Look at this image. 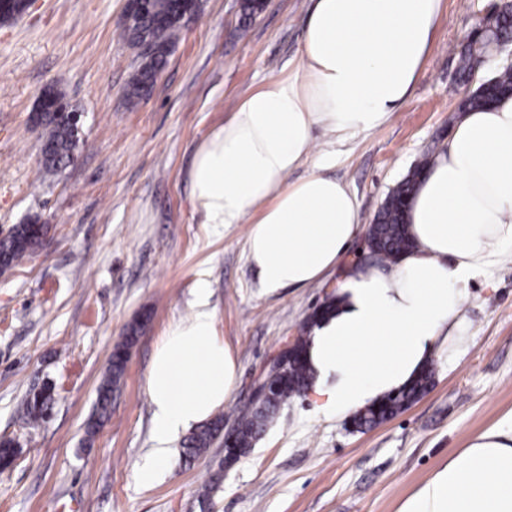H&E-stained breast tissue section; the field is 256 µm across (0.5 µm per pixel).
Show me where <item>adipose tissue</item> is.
Segmentation results:
<instances>
[{"mask_svg":"<svg viewBox=\"0 0 512 512\" xmlns=\"http://www.w3.org/2000/svg\"><path fill=\"white\" fill-rule=\"evenodd\" d=\"M301 56L286 76L242 96L197 147L191 198L209 223L251 218L247 259L265 293L304 288L338 267L361 216L325 170L335 145L372 131L408 100L442 0H312ZM330 151L314 155L317 130ZM307 176L289 181L304 163ZM416 242L396 263L350 267L335 310L313 329L314 411L358 412L410 385L463 346L468 284L512 247V97L465 113L428 163L408 210ZM197 288L198 310L170 328L146 378L155 465L179 433L230 398L237 362ZM397 512H512V424L473 434Z\"/></svg>","mask_w":512,"mask_h":512,"instance_id":"1","label":"adipose tissue"}]
</instances>
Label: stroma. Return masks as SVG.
<instances>
[{
	"instance_id": "obj_1",
	"label": "stroma",
	"mask_w": 512,
	"mask_h": 512,
	"mask_svg": "<svg viewBox=\"0 0 512 512\" xmlns=\"http://www.w3.org/2000/svg\"><path fill=\"white\" fill-rule=\"evenodd\" d=\"M493 0H443L424 71L407 103L378 129L337 146L326 173L355 193L371 224L388 192L448 140L467 87L456 46ZM240 0H200L183 19L148 96L128 108L139 66L119 40L125 0H30L0 22V232L39 217L48 232L27 260L0 275V440L20 452L0 471V512H396L472 433L512 420V255L469 283L468 341L433 362V385L383 424L354 431L325 418L311 396L284 404L253 450L221 468L213 444L194 460L183 436L156 478L140 472L154 445L146 376L169 329L196 308L206 281L218 334L238 364L225 427L262 381L268 361L298 336L337 286L336 275L265 295L249 263V221L208 223L189 172L205 136L236 100L285 75L299 57L309 0H265L248 28ZM62 89L80 112L79 143L61 171L43 173L40 91ZM129 351L108 418L87 425L105 367L127 327ZM54 387L49 419L20 410L29 391Z\"/></svg>"
}]
</instances>
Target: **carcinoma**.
<instances>
[{"mask_svg":"<svg viewBox=\"0 0 512 512\" xmlns=\"http://www.w3.org/2000/svg\"><path fill=\"white\" fill-rule=\"evenodd\" d=\"M265 7V0H240L241 24L248 23ZM180 19L174 15L171 0H153V13L144 16L132 26H121L119 38L131 49H140L137 56L141 64L126 91L129 107H136L148 91L151 77L166 64L170 46L179 36ZM512 41V3L506 13L497 15L496 21L479 35L468 34L456 50V81L462 85L471 82L487 54L488 38ZM512 96V68H502L480 83L463 100L460 111L478 110ZM44 139L41 165L46 172L61 170L70 161L77 145L78 128L52 113L43 117ZM425 169L421 163L409 172L387 195L383 205L369 225L366 244L383 262H392L403 252L413 248L405 222L408 201ZM48 226L31 219L16 224L9 234L0 238V274L19 265L42 242ZM137 328L130 330L126 341L117 345L108 361L104 378L97 390L96 421L107 417L112 392L119 383L126 365L129 341ZM309 337L298 336L288 355L273 372L268 374L269 395L237 410L232 459L237 460L254 448L262 433L275 420L280 407L291 398L309 389L314 375L303 360ZM432 383V371L426 370L408 387L386 398L378 407H367L351 418V425L358 431L375 427L404 410L427 390ZM54 402L52 389L44 387L32 393L24 406V417L34 421L46 420ZM224 432V417L217 416L191 433L184 442V454L196 456L211 446Z\"/></svg>","mask_w":512,"mask_h":512,"instance_id":"carcinoma-1","label":"carcinoma"}]
</instances>
